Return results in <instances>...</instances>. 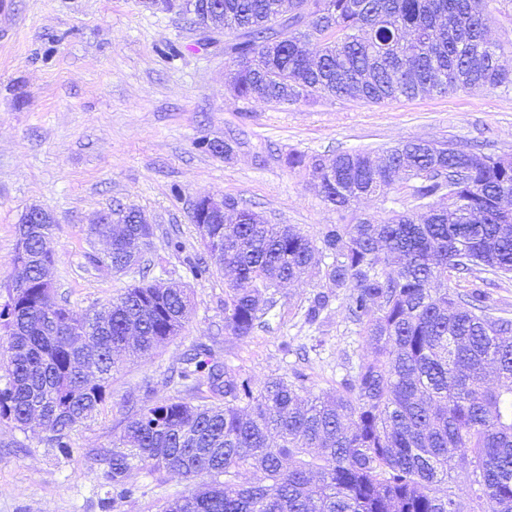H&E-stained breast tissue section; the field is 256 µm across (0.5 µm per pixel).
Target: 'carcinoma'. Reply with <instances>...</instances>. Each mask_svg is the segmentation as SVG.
<instances>
[{"mask_svg":"<svg viewBox=\"0 0 512 512\" xmlns=\"http://www.w3.org/2000/svg\"><path fill=\"white\" fill-rule=\"evenodd\" d=\"M219 0L233 96L271 106L318 97L378 103L474 86L512 88L506 45L485 37L475 0ZM322 46L312 60L306 43ZM308 171L336 223L311 237L271 224L224 197L226 224L205 249L231 273L224 331L245 339L299 280L315 254L325 286L305 311L319 321L340 290L358 335L373 346L336 388L313 393L295 369L262 387L218 362L205 345L171 368L168 382L194 398L145 400L105 454L112 508L139 487L135 466L195 483L162 512H512V318L497 315L476 273L512 274V159L451 140H407L374 158L290 153ZM412 207L362 216L356 204L393 187ZM88 225L107 250L96 265L116 273L141 250L139 281L102 306L112 318H78L58 303L45 272L57 259L53 225L18 226L25 279L0 304V419L68 455L74 425L98 411L112 370L180 334L189 300L180 282H146L151 237ZM468 463L466 497L455 491Z\"/></svg>","mask_w":512,"mask_h":512,"instance_id":"1","label":"carcinoma"}]
</instances>
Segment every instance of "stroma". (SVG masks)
<instances>
[{"label":"stroma","instance_id":"1","mask_svg":"<svg viewBox=\"0 0 512 512\" xmlns=\"http://www.w3.org/2000/svg\"><path fill=\"white\" fill-rule=\"evenodd\" d=\"M171 45L176 54H168ZM230 76L223 32L195 28L175 11L141 0H0V303L16 272V226L33 205L54 220L58 260L49 277L59 298L81 317L117 296L129 278L90 262L105 245L89 242L86 228L121 204L148 216L152 275L181 279L191 307L178 336L113 371L105 404L73 427L70 455L0 420V512H109L94 450L122 432L127 399L175 396L164 375L193 346L209 345L216 360L258 386L290 373L298 349L308 348L318 393L370 355L345 300L334 301L320 324L306 323L315 271L276 293L252 336L225 335L224 271L196 280L185 269L187 259L205 255L190 218L196 198L232 195L256 204L270 223L314 235L336 213L305 171L288 168V153L378 152L423 138L512 156V89L378 103L323 97L274 108L233 97ZM230 135L239 140L231 159L197 147ZM173 234L182 251L169 248ZM129 480L141 492L117 512H159L193 488L165 470L139 468Z\"/></svg>","mask_w":512,"mask_h":512}]
</instances>
